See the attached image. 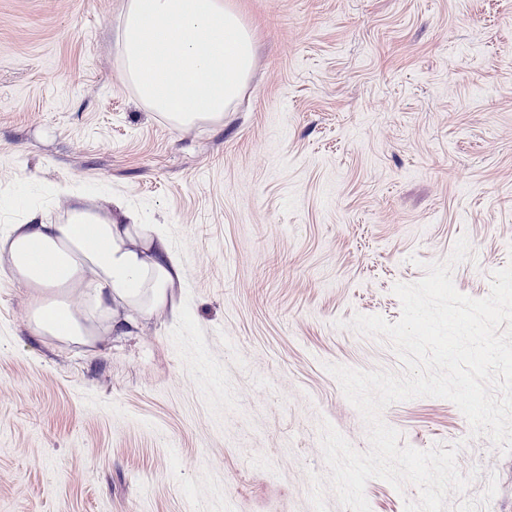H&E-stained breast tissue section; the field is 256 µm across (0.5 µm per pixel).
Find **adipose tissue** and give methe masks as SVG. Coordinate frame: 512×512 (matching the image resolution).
<instances>
[{
    "instance_id": "obj_1",
    "label": "adipose tissue",
    "mask_w": 512,
    "mask_h": 512,
    "mask_svg": "<svg viewBox=\"0 0 512 512\" xmlns=\"http://www.w3.org/2000/svg\"><path fill=\"white\" fill-rule=\"evenodd\" d=\"M119 40L126 81L177 129L223 121L254 68L253 34L229 0H125ZM0 262L31 290V334L68 345L130 335L184 280L160 225L83 194L70 196L60 223L11 225Z\"/></svg>"
}]
</instances>
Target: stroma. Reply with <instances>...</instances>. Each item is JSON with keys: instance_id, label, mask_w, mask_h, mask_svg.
<instances>
[{"instance_id": "1", "label": "stroma", "mask_w": 512, "mask_h": 512, "mask_svg": "<svg viewBox=\"0 0 512 512\" xmlns=\"http://www.w3.org/2000/svg\"><path fill=\"white\" fill-rule=\"evenodd\" d=\"M253 76L178 130L122 78L123 0H0V229L121 199L185 272L175 312L93 346L31 335L0 270V512H313L329 423L370 448L328 370L400 374L396 284L459 237L481 299L512 262V0H230ZM400 446L455 449L447 512H512V455L451 401L390 404ZM370 512L415 485L370 479Z\"/></svg>"}]
</instances>
